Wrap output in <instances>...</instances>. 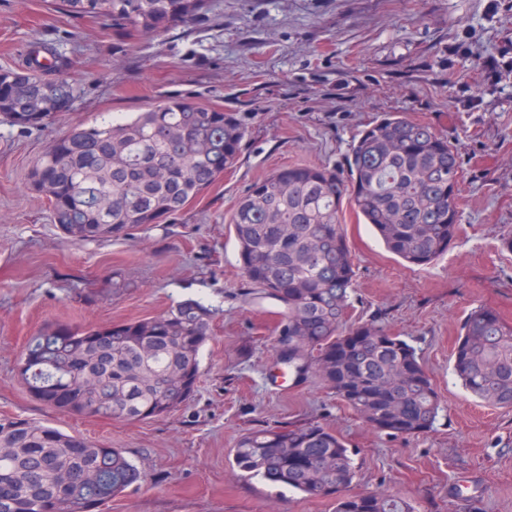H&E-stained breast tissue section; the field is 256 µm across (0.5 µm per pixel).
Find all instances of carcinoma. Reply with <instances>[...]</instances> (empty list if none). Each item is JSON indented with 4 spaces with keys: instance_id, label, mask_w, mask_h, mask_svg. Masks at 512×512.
Instances as JSON below:
<instances>
[{
    "instance_id": "cac0c4a2",
    "label": "carcinoma",
    "mask_w": 512,
    "mask_h": 512,
    "mask_svg": "<svg viewBox=\"0 0 512 512\" xmlns=\"http://www.w3.org/2000/svg\"><path fill=\"white\" fill-rule=\"evenodd\" d=\"M91 16L112 36L155 34L199 19L208 0H56ZM48 65L0 70V114L40 128L78 90L65 55ZM246 130L233 112L170 96L130 118L79 123L53 138L34 162L31 188L72 242L119 239L167 224L238 159ZM457 149L429 126L395 115L372 122L351 147L347 175L325 166L278 169L236 203L232 226L248 284L285 308L274 346L297 382L320 377L363 422L402 436L430 432L437 392L415 348L374 323L346 326L354 259L341 227L343 199L386 248L424 266L446 253L460 227ZM214 309L188 298L154 317L79 329L55 323L33 337L20 375L35 398L58 411L148 420L176 411L197 391L200 352ZM463 388L488 405L512 408V323L471 310L452 355ZM0 512H97L143 479L120 448L20 416L0 417ZM249 477L330 497L335 512H413L384 492H349L352 451L328 428L305 423L244 434L232 454Z\"/></svg>"
}]
</instances>
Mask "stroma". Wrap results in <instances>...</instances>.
Here are the masks:
<instances>
[{
    "instance_id": "35a3bbf8",
    "label": "stroma",
    "mask_w": 512,
    "mask_h": 512,
    "mask_svg": "<svg viewBox=\"0 0 512 512\" xmlns=\"http://www.w3.org/2000/svg\"><path fill=\"white\" fill-rule=\"evenodd\" d=\"M66 40L79 88L42 129L0 118V415L21 416L123 449L146 478L102 512H333L242 477L244 433L315 422L354 454L355 492L386 491L415 512H512V409L470 396L452 374L459 327L484 306L512 323V0H209L195 23L126 42L49 0H0V68L32 43ZM237 113L241 154L176 223L117 240L67 242L27 184L48 142L78 122L129 115L172 96ZM393 113L459 148L461 229L448 252L403 264L351 208L355 263L347 325L376 323L417 350L441 400L431 432L365 426L321 379L274 366L282 305L250 287L231 226L237 199L289 165L346 170L351 145ZM132 282L113 294V270ZM187 298L216 311L195 395L150 420L74 416L37 400L18 374L32 336L159 315Z\"/></svg>"
}]
</instances>
